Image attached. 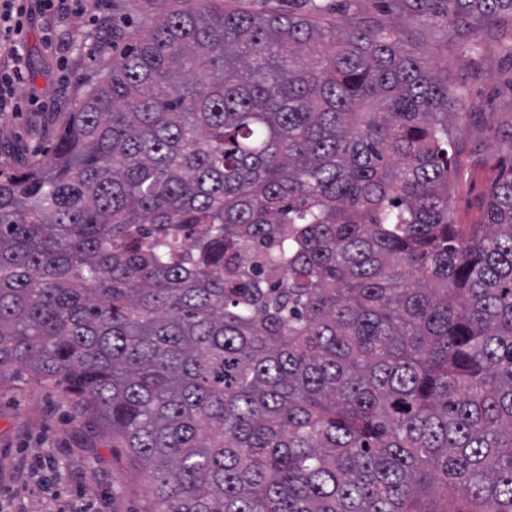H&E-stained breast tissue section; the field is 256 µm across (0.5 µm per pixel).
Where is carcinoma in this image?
<instances>
[{
	"label": "carcinoma",
	"instance_id": "carcinoma-1",
	"mask_svg": "<svg viewBox=\"0 0 512 512\" xmlns=\"http://www.w3.org/2000/svg\"><path fill=\"white\" fill-rule=\"evenodd\" d=\"M464 53L512 0H396ZM51 154L0 169V386H61L150 512H512V116L394 21L151 0ZM456 157L458 178L453 184L452 198L457 223L477 224L481 219V201L490 185L499 178L501 157L495 151L488 131L476 128L471 136L455 140L449 154Z\"/></svg>",
	"mask_w": 512,
	"mask_h": 512
}]
</instances>
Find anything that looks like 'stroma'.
<instances>
[{
  "label": "stroma",
  "mask_w": 512,
  "mask_h": 512,
  "mask_svg": "<svg viewBox=\"0 0 512 512\" xmlns=\"http://www.w3.org/2000/svg\"><path fill=\"white\" fill-rule=\"evenodd\" d=\"M346 0H224L230 10L284 12L296 7L313 17L335 15ZM25 32L27 72L14 84L12 102L0 111V167L16 168L43 154L63 129L88 81L111 65L130 37L148 25L147 0H111L108 10L88 0L79 15L42 11L28 0ZM404 46L436 64L449 83L463 86L482 112L512 113V62L497 43L478 57L465 55L448 39L441 22L402 20ZM65 40L52 49L49 38ZM458 178L452 188L456 220L475 224L481 201L501 174V152L487 131L456 140ZM143 474L111 431L77 412L63 389L34 382L0 388V512H148Z\"/></svg>",
  "instance_id": "1"
}]
</instances>
